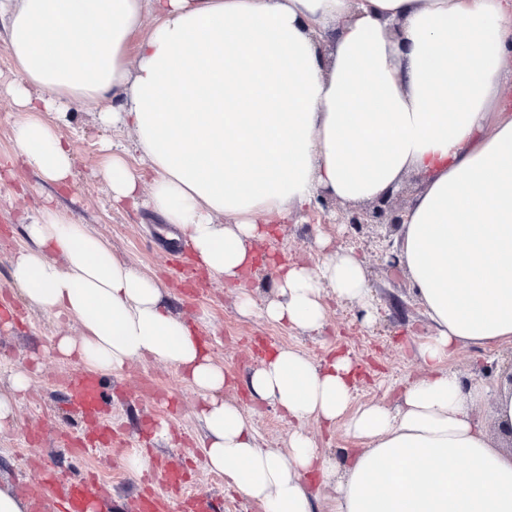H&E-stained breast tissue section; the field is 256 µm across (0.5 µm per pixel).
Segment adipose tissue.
<instances>
[{"label": "adipose tissue", "mask_w": 512, "mask_h": 512, "mask_svg": "<svg viewBox=\"0 0 512 512\" xmlns=\"http://www.w3.org/2000/svg\"><path fill=\"white\" fill-rule=\"evenodd\" d=\"M0 40L25 116L15 156L67 185L69 141L48 121L94 106L130 144L107 149L113 201L145 198L212 279L243 282L271 227L319 194L366 203L409 174L423 189L404 213L399 265L433 332L425 375L395 407L351 410L353 363L282 347L247 387L295 421L287 449L263 448L207 342L170 293L113 253L67 210L26 224L31 248L10 280L31 308L72 317L53 348L85 372L153 359L202 398L206 467L263 512H313L311 475L335 482V512H512V448L473 411L493 402L512 433V387L464 383L446 363L461 346L512 344V0H0ZM153 177L149 193L131 159ZM270 322L314 333L327 299L377 312L362 261L322 251L316 264L271 265ZM343 422L364 445L326 458L305 429Z\"/></svg>", "instance_id": "1"}]
</instances>
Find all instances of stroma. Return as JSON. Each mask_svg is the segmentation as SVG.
<instances>
[{
    "instance_id": "1",
    "label": "stroma",
    "mask_w": 512,
    "mask_h": 512,
    "mask_svg": "<svg viewBox=\"0 0 512 512\" xmlns=\"http://www.w3.org/2000/svg\"><path fill=\"white\" fill-rule=\"evenodd\" d=\"M22 117L11 99L1 95L0 296L11 300L17 317L12 325L0 323V391L8 390L18 369H29L32 380L18 398L13 423L0 427V483L17 484L45 466L66 473H92L101 488L103 512H128L141 478L125 468L123 457L135 446L149 449L156 471L184 468L186 489L223 496L224 512H261L257 504L227 492L223 475L206 469L196 415L201 398L178 371L165 364L134 362L108 378L111 410L107 419L116 434L111 442H96L90 430L80 427L69 403L68 382L81 369L60 360L52 350L55 336L76 332L77 327L66 317L29 309L17 296L9 275L15 254L30 245L25 224L46 207L66 209L77 222L102 235L118 256L161 279L171 294L173 311L209 341L229 381L224 397L242 406L261 447L287 448L293 426L274 406L248 397L246 381L268 351L288 347L317 362L337 352L350 354L359 380L353 401L357 407L394 406L402 383L423 374L418 344L432 328L406 271L386 265L385 249L393 234L385 227L354 231L340 223L336 208L318 204L293 214L272 239L262 243V250L276 253L281 260L312 263L320 253L319 234L330 236L333 247L353 251L363 260L377 317L365 322L359 306L333 302L321 332L309 334L275 324L259 313L275 296L269 269L257 268L246 280L244 289L256 310L242 313L237 306L239 289L205 277L196 285L177 277L176 264L187 263L188 258L169 255L165 239L171 225L146 207L113 204L99 171L102 143L111 133L99 125L94 107L50 117L60 134L72 140L77 157L75 181L65 190L44 182L32 170L12 166L13 128ZM448 366L462 379L493 387L512 371V346H464L449 358ZM148 382L159 390L160 399L144 395ZM148 421L166 424L167 438L143 433ZM63 432L87 444L88 452L72 454L61 443Z\"/></svg>"
}]
</instances>
